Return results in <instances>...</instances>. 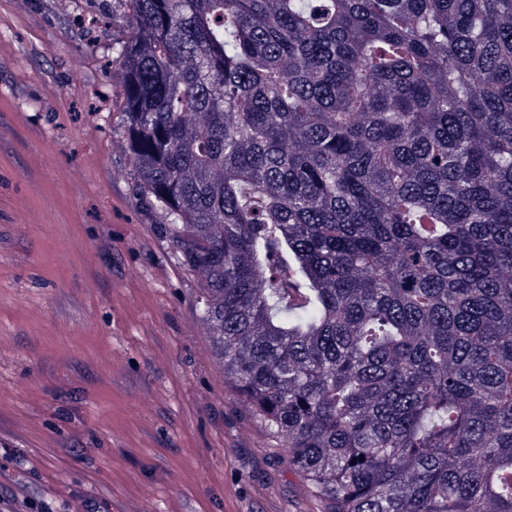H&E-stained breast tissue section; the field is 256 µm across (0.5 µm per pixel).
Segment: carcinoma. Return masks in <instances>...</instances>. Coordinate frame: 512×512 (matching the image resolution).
<instances>
[{"label": "carcinoma", "instance_id": "1", "mask_svg": "<svg viewBox=\"0 0 512 512\" xmlns=\"http://www.w3.org/2000/svg\"><path fill=\"white\" fill-rule=\"evenodd\" d=\"M118 4L136 192L290 468L512 512V0Z\"/></svg>", "mask_w": 512, "mask_h": 512}]
</instances>
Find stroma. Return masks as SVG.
<instances>
[{
  "label": "stroma",
  "mask_w": 512,
  "mask_h": 512,
  "mask_svg": "<svg viewBox=\"0 0 512 512\" xmlns=\"http://www.w3.org/2000/svg\"><path fill=\"white\" fill-rule=\"evenodd\" d=\"M114 0H0V488L16 512H325L134 192Z\"/></svg>",
  "instance_id": "stroma-1"
}]
</instances>
